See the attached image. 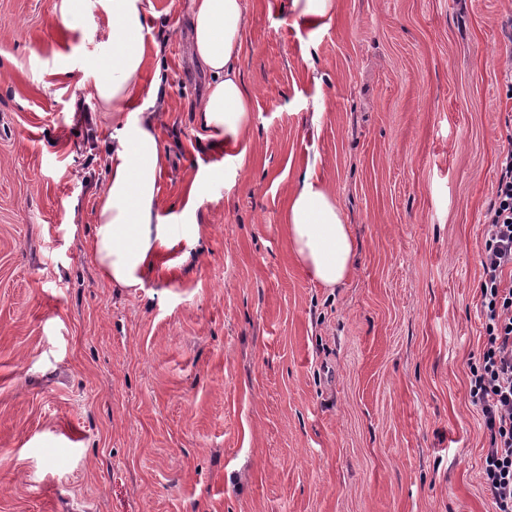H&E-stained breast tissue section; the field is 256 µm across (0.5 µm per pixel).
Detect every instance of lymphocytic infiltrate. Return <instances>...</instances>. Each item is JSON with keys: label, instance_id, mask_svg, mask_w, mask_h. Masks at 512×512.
<instances>
[{"label": "lymphocytic infiltrate", "instance_id": "1", "mask_svg": "<svg viewBox=\"0 0 512 512\" xmlns=\"http://www.w3.org/2000/svg\"><path fill=\"white\" fill-rule=\"evenodd\" d=\"M480 284L485 342L470 380L471 403L489 432L482 484L491 512H512V149L503 152L493 202L485 213Z\"/></svg>", "mask_w": 512, "mask_h": 512}]
</instances>
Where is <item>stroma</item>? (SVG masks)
Masks as SVG:
<instances>
[{"label": "stroma", "instance_id": "35a3bbf8", "mask_svg": "<svg viewBox=\"0 0 512 512\" xmlns=\"http://www.w3.org/2000/svg\"><path fill=\"white\" fill-rule=\"evenodd\" d=\"M335 2L307 26L251 0L243 164L195 112L189 0H152L135 105L160 115L161 221L199 242L132 290L92 253L98 0L74 27L61 0H0V512H489L469 381L512 0ZM310 168L357 244L335 288L280 222Z\"/></svg>", "mask_w": 512, "mask_h": 512}]
</instances>
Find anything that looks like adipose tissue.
Listing matches in <instances>:
<instances>
[{"mask_svg": "<svg viewBox=\"0 0 512 512\" xmlns=\"http://www.w3.org/2000/svg\"><path fill=\"white\" fill-rule=\"evenodd\" d=\"M106 19L107 52L95 68L94 91L112 114L107 181L95 209L93 253L103 280L116 288H139L145 273L178 243L197 234L174 233L161 223L159 180L167 156L157 132V114L115 111L132 102L147 60L144 29L151 0H99ZM247 0H190L193 50L211 74L197 112L201 125L236 146L250 124L252 99L238 62L244 48ZM291 249L307 276L325 288L352 271L355 240L335 193L306 171L288 193L281 214Z\"/></svg>", "mask_w": 512, "mask_h": 512, "instance_id": "1", "label": "adipose tissue"}]
</instances>
